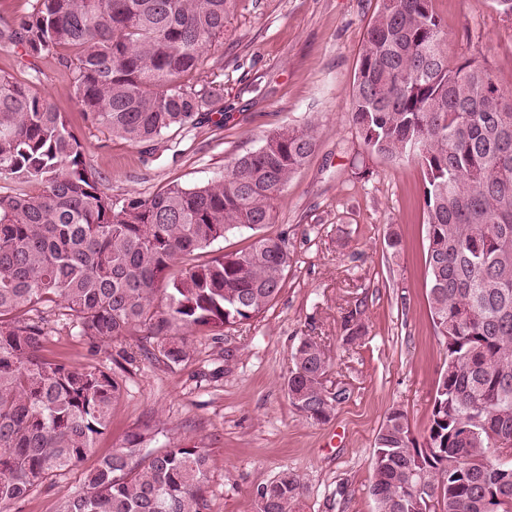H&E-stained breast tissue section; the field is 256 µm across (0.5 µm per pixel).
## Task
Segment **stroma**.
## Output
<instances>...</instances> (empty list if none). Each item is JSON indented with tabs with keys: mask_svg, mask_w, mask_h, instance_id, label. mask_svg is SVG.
Returning <instances> with one entry per match:
<instances>
[{
	"mask_svg": "<svg viewBox=\"0 0 512 512\" xmlns=\"http://www.w3.org/2000/svg\"><path fill=\"white\" fill-rule=\"evenodd\" d=\"M380 3L234 0L207 61L221 86L213 110L223 113V126L171 130L151 151L85 121L52 59L0 45V69L36 83L67 114L103 189L118 200L147 198L172 183L205 184L285 126L313 127L317 138L268 228L286 233L295 263L266 313L228 335L195 339L189 360L173 367L150 355L144 336L93 350L55 325L49 347L72 364L111 371L118 354L130 356L123 396L79 467L0 512H58L82 492L87 471L144 425L154 432L148 452L180 443L209 448L205 512H255L258 485L285 470L301 478L300 512H377L371 461L383 419L401 409L413 435L423 436L448 364L428 310L422 169L368 155L351 121L358 53ZM432 7L447 34L449 64L477 60L512 88V17L485 0H432ZM392 232L404 244L396 254L386 245ZM352 311L366 333L349 345L344 318ZM306 336L324 347L325 385L337 395L320 424L299 417L283 387Z\"/></svg>",
	"mask_w": 512,
	"mask_h": 512,
	"instance_id": "35a3bbf8",
	"label": "stroma"
}]
</instances>
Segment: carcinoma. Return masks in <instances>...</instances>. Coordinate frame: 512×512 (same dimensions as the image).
Wrapping results in <instances>:
<instances>
[{"label": "carcinoma", "mask_w": 512, "mask_h": 512, "mask_svg": "<svg viewBox=\"0 0 512 512\" xmlns=\"http://www.w3.org/2000/svg\"><path fill=\"white\" fill-rule=\"evenodd\" d=\"M231 0H35L0 40L51 57L85 120L131 145L200 124L218 98L204 52L223 37ZM431 0H381L359 51L351 119L366 148L411 157L424 173L425 264L433 328L452 324L429 425L410 436L390 409L374 443L378 512H412L416 468L433 485L430 512H512V459L491 458V434L512 438V92L467 59L451 67ZM309 128L283 127L206 184L169 185L114 201L88 165L65 113L34 83L0 69V505L26 500L83 462L109 428L122 380L49 353L50 318L88 344L144 333L168 366L189 337L224 334L268 311L293 256L270 234L277 200L310 160ZM244 249L205 257L235 229ZM288 399L306 421L330 407L329 359L312 337L291 356ZM144 429L102 457L60 512H203L211 456L198 445L141 455ZM500 497L490 500L486 489ZM288 471L256 491V512H297Z\"/></svg>", "instance_id": "1"}]
</instances>
